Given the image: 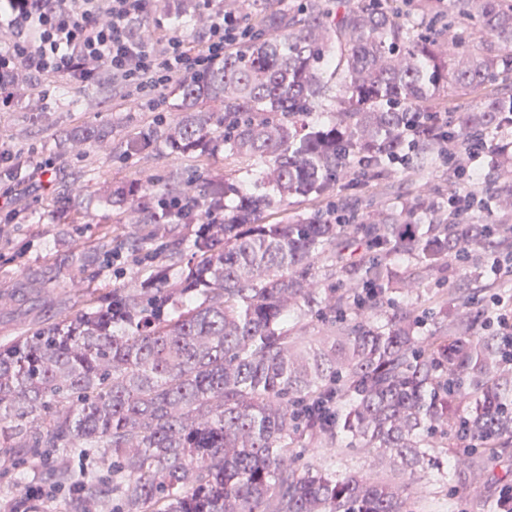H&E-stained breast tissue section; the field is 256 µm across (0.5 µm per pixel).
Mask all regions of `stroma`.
<instances>
[{"instance_id": "obj_1", "label": "stroma", "mask_w": 512, "mask_h": 512, "mask_svg": "<svg viewBox=\"0 0 512 512\" xmlns=\"http://www.w3.org/2000/svg\"><path fill=\"white\" fill-rule=\"evenodd\" d=\"M34 97L53 115L55 126L34 120L24 104L0 112V147L23 149L25 154L43 153L54 127L78 125L87 129L103 125L112 128L111 156L100 159L95 170L112 183L126 186L147 179L165 178L173 169H188L186 159L157 148L150 163L125 149L126 142L136 136L150 121L151 115L125 104H117L99 85H65L63 79L44 81L33 88ZM89 96L99 99L92 110L78 109L74 99ZM18 195L32 211L30 224L16 228L10 237L0 238V293L7 301L0 303V346H7L19 337L30 334L42 324L74 312L80 297L70 290L71 280L82 287L95 288L111 294L114 287L140 272L141 265L130 260L108 265L104 253L88 249L103 224H111L114 237L130 242L141 240L146 229L121 223L119 217L91 196L76 199L74 212L62 218L53 190L36 189L23 184ZM311 460L324 463L329 472L355 473L373 470L382 476L396 474L397 468L387 459L373 460L364 452H325L310 445ZM417 477L429 494L434 512H484L488 500L496 497V482L512 481V461L502 462L496 469H473L466 473L465 492L447 497L448 470L418 472Z\"/></svg>"}]
</instances>
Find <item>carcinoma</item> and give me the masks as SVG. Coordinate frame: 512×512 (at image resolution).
<instances>
[{"mask_svg":"<svg viewBox=\"0 0 512 512\" xmlns=\"http://www.w3.org/2000/svg\"><path fill=\"white\" fill-rule=\"evenodd\" d=\"M175 19L196 28L193 0ZM237 7L249 39L224 63L178 87L177 111L146 126L126 150L149 159L160 143L204 165L247 161L245 180L177 171L119 187L90 181L126 224H171L155 199L224 208L185 247L147 238L153 276L0 347V467L49 466L48 483L74 485L66 512H430L416 473L448 456L486 467L512 449V352L491 330L483 290L508 287L475 273L476 253H512V188L496 203L503 227L452 224L448 208L418 199L330 224L315 209L269 224L290 200L338 194V178L366 186L404 152L409 112H434L441 94L478 105L448 137L483 134L489 169L512 176V0H261ZM403 168L419 183L443 141L419 137ZM69 155L108 156L112 128L60 129ZM190 253L185 274L165 268ZM474 288L418 294L438 261ZM403 301L382 320L390 295ZM431 328L422 331V325ZM319 330L312 336L308 330ZM322 448H366L399 465L394 479L329 476L304 461L303 437ZM76 449L77 473L54 459Z\"/></svg>","mask_w":512,"mask_h":512,"instance_id":"carcinoma-1","label":"carcinoma"}]
</instances>
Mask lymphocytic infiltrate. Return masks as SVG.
I'll use <instances>...</instances> for the list:
<instances>
[{
	"label": "lymphocytic infiltrate",
	"instance_id": "obj_1",
	"mask_svg": "<svg viewBox=\"0 0 512 512\" xmlns=\"http://www.w3.org/2000/svg\"><path fill=\"white\" fill-rule=\"evenodd\" d=\"M206 18L199 38L193 39L173 22L156 16L153 0H0V26L11 33L0 44V110L14 106L16 78L24 80L66 77L81 84L97 82L86 60L99 62L111 74L112 86L122 101L161 106L171 85L198 76L224 52L247 38L249 26L242 15L226 10L222 0H195ZM152 19L160 38L138 35L135 20ZM490 149L481 137L466 148L449 146L443 162L459 178L448 194V204L471 220L475 212L493 215L492 202L472 190ZM58 173L49 157L18 162L0 151V221L18 224L22 214L15 205L23 180L49 187Z\"/></svg>",
	"mask_w": 512,
	"mask_h": 512
}]
</instances>
